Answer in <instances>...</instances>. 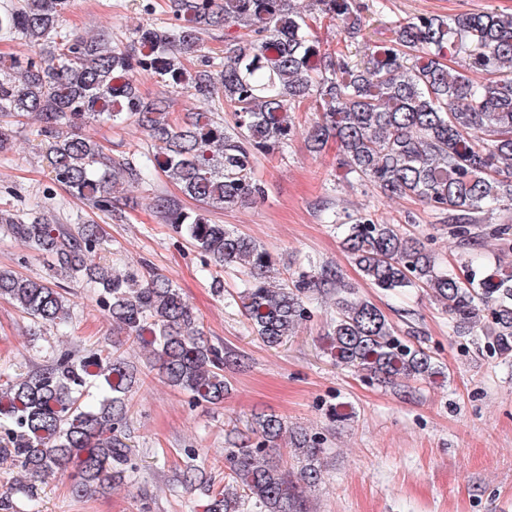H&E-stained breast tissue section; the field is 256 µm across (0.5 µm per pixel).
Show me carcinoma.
<instances>
[{"mask_svg": "<svg viewBox=\"0 0 512 512\" xmlns=\"http://www.w3.org/2000/svg\"><path fill=\"white\" fill-rule=\"evenodd\" d=\"M66 0H20L0 13V40L21 36L32 47L0 65V151L10 145L1 123L36 114L41 149L54 180L102 212L112 211L120 186L162 173L206 210L250 201L263 193L254 179L258 157L288 144L295 112L310 103L320 118L306 131L318 152L338 148L346 174L388 197H413L438 215L459 249L475 246L478 215L512 209V14L494 9L444 18L420 15L394 22L392 37L365 36V0H311L337 20L355 50L324 48L308 14L292 0H174L177 22L142 26L127 46L101 38L57 40ZM224 31V60L202 55L201 34ZM460 57V68L448 60ZM149 75L165 87L186 88L201 101L231 109L224 124L201 107L176 115L164 97L143 96ZM135 117L149 144L114 158L80 133L88 123L117 125ZM157 212L176 225L203 257L202 272L237 263L248 270L229 305L270 348L287 342L311 318L316 296L334 300L325 336L336 364L353 367L392 388L432 382L443 367L419 344L403 339L373 302L357 296L340 271L311 265L294 280H273L274 255L249 237L158 196ZM344 250L372 285L389 292L427 288L454 332H484L504 362L512 360V266L469 258L464 274L443 264L397 224L365 213L328 217ZM8 233L52 258L51 278L32 279L0 268V299L42 325L59 326L69 304L54 278L97 288L96 302L129 340L192 405H218L228 392L225 369L243 363L233 349L211 345L191 308L167 277L132 268L117 272L93 261L100 225L72 233L37 202L25 216L0 210ZM137 367L97 349L14 377L0 369V458L22 473L0 494V512H18L17 499L36 507L41 485L68 476L78 497L136 480L126 421ZM289 434L297 471L273 454ZM319 436L287 431L275 414L255 415L224 438L229 473L208 512H308L303 487L321 479Z\"/></svg>", "mask_w": 512, "mask_h": 512, "instance_id": "obj_1", "label": "carcinoma"}]
</instances>
